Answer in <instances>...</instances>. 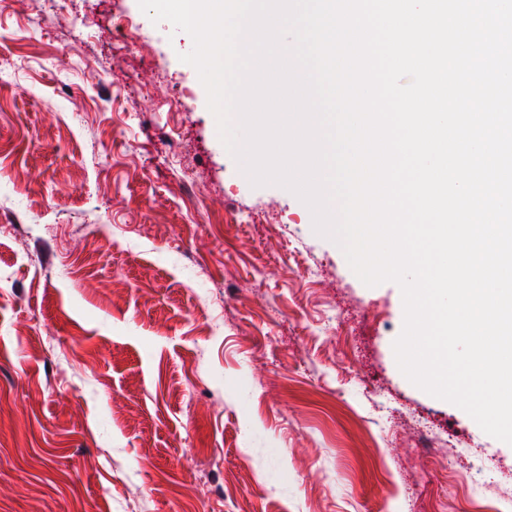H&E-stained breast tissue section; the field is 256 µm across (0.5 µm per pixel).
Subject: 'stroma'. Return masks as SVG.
<instances>
[{"mask_svg":"<svg viewBox=\"0 0 512 512\" xmlns=\"http://www.w3.org/2000/svg\"><path fill=\"white\" fill-rule=\"evenodd\" d=\"M192 46L0 0V512H512V446L402 374L399 286L242 175Z\"/></svg>","mask_w":512,"mask_h":512,"instance_id":"1","label":"stroma"}]
</instances>
